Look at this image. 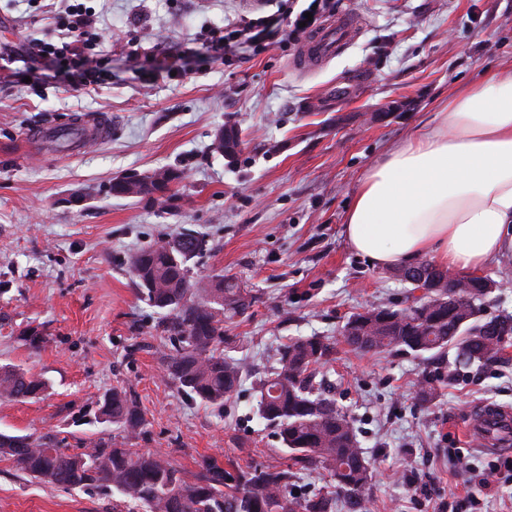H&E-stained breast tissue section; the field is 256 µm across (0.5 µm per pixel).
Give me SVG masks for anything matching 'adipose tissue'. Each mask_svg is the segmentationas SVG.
<instances>
[{
    "label": "adipose tissue",
    "instance_id": "1",
    "mask_svg": "<svg viewBox=\"0 0 512 512\" xmlns=\"http://www.w3.org/2000/svg\"><path fill=\"white\" fill-rule=\"evenodd\" d=\"M384 268L476 271L512 254V64L449 96L359 178L342 224Z\"/></svg>",
    "mask_w": 512,
    "mask_h": 512
}]
</instances>
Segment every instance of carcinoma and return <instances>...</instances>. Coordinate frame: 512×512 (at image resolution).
<instances>
[{
  "instance_id": "cac0c4a2",
  "label": "carcinoma",
  "mask_w": 512,
  "mask_h": 512,
  "mask_svg": "<svg viewBox=\"0 0 512 512\" xmlns=\"http://www.w3.org/2000/svg\"><path fill=\"white\" fill-rule=\"evenodd\" d=\"M243 145L241 133L224 127L211 151L233 158ZM183 172L161 168L132 186L114 183L108 192L121 198L168 202L182 183ZM209 250L194 230L148 245L130 259V273L148 304L159 311L161 333L174 353L166 373L185 394L215 408L235 393L251 365L224 353V324L243 316L254 296L221 273L196 278L191 262ZM476 277L461 288L440 283L411 296L405 308L370 307L351 315L341 329L344 342L358 352L405 351L445 356L448 383L467 376L475 366L500 359L512 346V316L486 315L491 288ZM336 342L329 336H297L268 357L259 379L258 419L275 429L291 464L258 469L204 459L194 481L188 482L159 453L134 452L97 443L68 453L49 436L0 432V456L19 471L44 484L71 489L97 488L117 492L143 512H335L342 502L350 512H368L372 472L357 437L353 418L315 382L319 368L330 362ZM45 389L39 377L14 366L0 365V400L33 398ZM434 381L423 376L417 399L428 406L435 399ZM101 415L127 433L136 432L143 415L127 391L105 395ZM324 471L330 486L320 495L292 492L296 471Z\"/></svg>"
}]
</instances>
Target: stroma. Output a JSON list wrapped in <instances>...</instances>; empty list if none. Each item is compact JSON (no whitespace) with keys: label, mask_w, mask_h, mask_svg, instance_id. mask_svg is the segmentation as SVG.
<instances>
[{"label":"stroma","mask_w":512,"mask_h":512,"mask_svg":"<svg viewBox=\"0 0 512 512\" xmlns=\"http://www.w3.org/2000/svg\"><path fill=\"white\" fill-rule=\"evenodd\" d=\"M312 0H84L107 41L87 62L101 71L79 94L42 79L0 83V364L41 377L46 391L0 401V432L46 435L76 451L109 442L161 452L193 480L202 458L282 465L273 428L255 415L256 378L215 409L180 392L162 365L172 346L129 273L143 247L191 229L211 246L196 276L224 274L255 304L228 325L236 357L262 367L296 336L336 337L366 306L403 307L408 285L358 256L342 233L356 182L449 95L486 69L512 62V0H335L317 25L352 12L356 37L320 66L299 65L301 40L258 42L215 59L207 29ZM67 0H0V74L24 69L16 53L59 42ZM379 113L370 123L367 113ZM83 115L112 120V136L77 155L25 147L26 131ZM236 124L235 160L210 151L215 130ZM171 167L185 173L175 200L117 198L109 183ZM81 204H72L75 195ZM41 341L31 345L30 334ZM437 360L361 354L344 342L326 370L333 397L356 421L373 472L371 512H512V481L481 489L474 473L512 459V446H475L464 427L479 405L512 410V347L466 379L416 399ZM127 389L145 423L127 436L99 420L112 388ZM112 495L29 479L0 457V512H113Z\"/></svg>","instance_id":"35a3bbf8"}]
</instances>
